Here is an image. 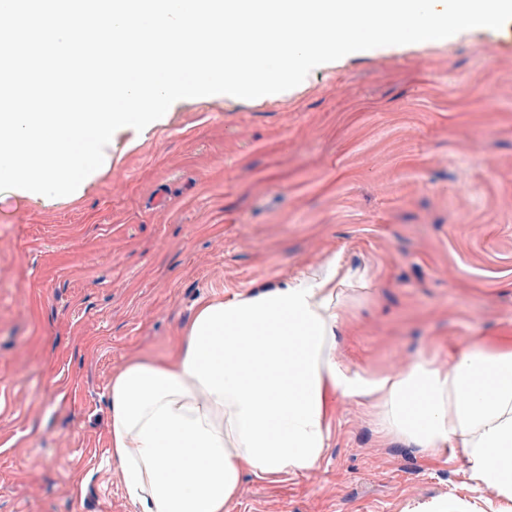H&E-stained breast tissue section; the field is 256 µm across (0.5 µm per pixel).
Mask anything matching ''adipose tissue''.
I'll return each mask as SVG.
<instances>
[{
    "instance_id": "1",
    "label": "adipose tissue",
    "mask_w": 512,
    "mask_h": 512,
    "mask_svg": "<svg viewBox=\"0 0 512 512\" xmlns=\"http://www.w3.org/2000/svg\"><path fill=\"white\" fill-rule=\"evenodd\" d=\"M364 274L329 259L273 285L199 301L177 349L108 388L110 455L140 512H233L243 477L303 476L330 445L338 399L386 437L461 451L491 512H512V343L475 341L447 366L354 369L338 355Z\"/></svg>"
}]
</instances>
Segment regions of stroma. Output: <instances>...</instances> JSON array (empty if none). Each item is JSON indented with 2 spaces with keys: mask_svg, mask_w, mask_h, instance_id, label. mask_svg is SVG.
Instances as JSON below:
<instances>
[{
  "mask_svg": "<svg viewBox=\"0 0 512 512\" xmlns=\"http://www.w3.org/2000/svg\"><path fill=\"white\" fill-rule=\"evenodd\" d=\"M332 256L370 281L340 349L357 369L512 341V21L349 54L264 99H184L79 198L0 191V512H139L109 460L113 375L170 353L198 300ZM449 499L495 494L340 399L319 466L244 478L234 512Z\"/></svg>",
  "mask_w": 512,
  "mask_h": 512,
  "instance_id": "stroma-1",
  "label": "stroma"
}]
</instances>
